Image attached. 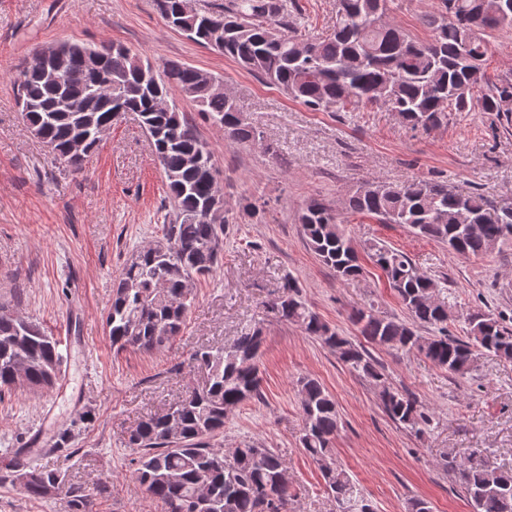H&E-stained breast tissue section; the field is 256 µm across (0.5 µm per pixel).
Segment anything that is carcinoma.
Listing matches in <instances>:
<instances>
[{"label":"carcinoma","mask_w":512,"mask_h":512,"mask_svg":"<svg viewBox=\"0 0 512 512\" xmlns=\"http://www.w3.org/2000/svg\"><path fill=\"white\" fill-rule=\"evenodd\" d=\"M153 2L169 27L204 48L215 39L220 42L217 52L314 111L383 104L404 123L425 130L440 125L448 111L469 112L477 106L483 112H512V79L491 82L482 68L487 47L480 32L512 25V13L501 14L504 0H440L438 11L422 18L433 32L425 43L384 20L389 0H336L329 33L315 38L303 37L293 20L297 0H224L210 11L216 23L212 29L182 11L185 0ZM79 46L88 53L52 60L55 80L24 67L14 82L17 104L30 133L65 155L64 169L72 174L83 171L102 132L112 127L114 110L122 107L138 115L167 180L168 212L161 236L133 251L123 265L106 326L116 350L150 353L179 336L193 303L192 285L217 269L230 232L224 195L211 180L213 151L175 103L159 110L156 99H168L177 90L238 143L254 142L259 133L242 118L235 99L213 90L196 68L176 61L157 67L122 45ZM96 87L102 92L90 111L66 108L65 102L85 99ZM476 88L481 89L478 97L473 95ZM346 209L375 216L383 224H404L465 258L482 257L512 238V209L493 217L482 194L453 191L443 183H365L347 198ZM298 221L307 246L337 277L349 280L361 274L340 214L312 200ZM366 249L410 319L399 322L371 307L357 310L354 322L367 342L416 351L460 375L473 370L476 349L512 359V331L498 316L473 312L466 318V339L448 335L455 303L448 297L433 300L435 280L398 249L378 242ZM267 308L372 384L389 419L420 431L427 415L418 400L391 386L366 349L309 308L297 278H285ZM418 326L434 329L435 335H418ZM262 343V329L256 328L222 348L197 350L194 361L207 373L204 387L130 431L127 447L136 453L132 475L164 512H288L295 494L291 483L280 480L287 466L278 453L251 439L229 450L212 445L224 434L230 414L261 395ZM59 345L40 323L0 301V390L14 388L19 372L38 394L60 384L65 371ZM300 406L305 421L301 448L319 466L339 512H375L349 473L336 464L333 440L339 413L334 396L318 380L304 377ZM5 460L7 477L25 478L21 485L31 498H46L49 486L64 488L61 473L30 465L23 448L11 449ZM442 466L458 478L472 512H512V469L486 462L463 466L446 453ZM66 494L71 512H93L94 499L81 488L71 485Z\"/></svg>","instance_id":"carcinoma-1"}]
</instances>
